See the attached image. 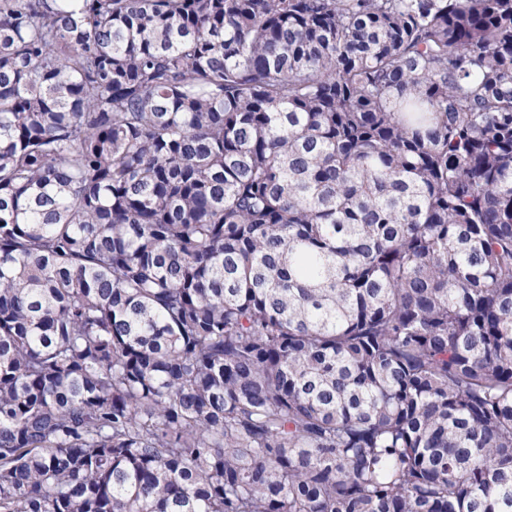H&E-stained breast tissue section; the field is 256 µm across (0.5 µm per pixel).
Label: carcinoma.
Instances as JSON below:
<instances>
[{
  "label": "carcinoma",
  "instance_id": "carcinoma-1",
  "mask_svg": "<svg viewBox=\"0 0 512 512\" xmlns=\"http://www.w3.org/2000/svg\"><path fill=\"white\" fill-rule=\"evenodd\" d=\"M0 512H512V0H0Z\"/></svg>",
  "mask_w": 512,
  "mask_h": 512
}]
</instances>
